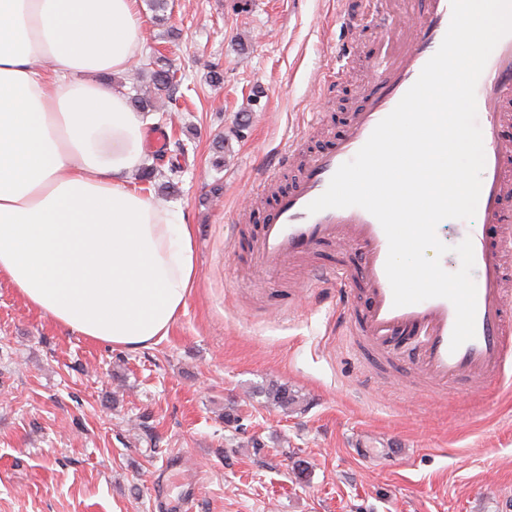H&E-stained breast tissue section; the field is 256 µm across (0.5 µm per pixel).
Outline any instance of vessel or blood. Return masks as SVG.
I'll list each match as a JSON object with an SVG mask.
<instances>
[{
  "mask_svg": "<svg viewBox=\"0 0 512 512\" xmlns=\"http://www.w3.org/2000/svg\"><path fill=\"white\" fill-rule=\"evenodd\" d=\"M417 6L419 22L407 46L394 62L375 67L374 89L351 113L343 134L308 156L295 182L265 215L252 256L256 265L271 269L309 256L326 244L349 249L350 264L315 271L316 278H332L341 291L345 334L363 337L380 351L396 338H413L420 346L416 368L431 386L455 379L479 389L501 378L512 355V297L505 288L503 263L504 251L512 249V145L501 139L503 113L512 105V34L498 42L477 82V119L485 143L482 190L477 220L457 227L461 238L471 239L474 250L473 339L451 350L455 309L447 299L394 306L385 273L388 241L372 214L356 206L315 214L307 210L438 50L451 20L450 0H417Z\"/></svg>",
  "mask_w": 512,
  "mask_h": 512,
  "instance_id": "1",
  "label": "vessel or blood"
}]
</instances>
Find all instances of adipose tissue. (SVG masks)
Instances as JSON below:
<instances>
[{
    "label": "adipose tissue",
    "mask_w": 512,
    "mask_h": 512,
    "mask_svg": "<svg viewBox=\"0 0 512 512\" xmlns=\"http://www.w3.org/2000/svg\"><path fill=\"white\" fill-rule=\"evenodd\" d=\"M143 41L139 0H0V279L130 350L168 334L196 272L183 213L130 180L146 122L108 78Z\"/></svg>",
    "instance_id": "obj_1"
}]
</instances>
